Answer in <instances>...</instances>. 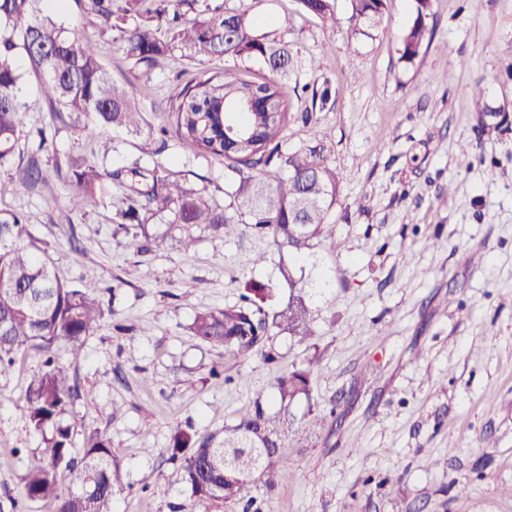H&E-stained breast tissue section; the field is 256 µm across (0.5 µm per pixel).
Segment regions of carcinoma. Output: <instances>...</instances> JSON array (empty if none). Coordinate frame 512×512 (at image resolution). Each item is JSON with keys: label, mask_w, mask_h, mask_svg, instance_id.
<instances>
[{"label": "carcinoma", "mask_w": 512, "mask_h": 512, "mask_svg": "<svg viewBox=\"0 0 512 512\" xmlns=\"http://www.w3.org/2000/svg\"><path fill=\"white\" fill-rule=\"evenodd\" d=\"M40 0H0V171L9 173L19 190L47 183L38 155L48 149L45 129L35 152L17 153L19 135L29 112L44 100L53 117L60 112L90 117L87 137L98 141L103 155L117 151L110 131L139 138L141 158L115 170L101 162L73 161L69 181L77 191L72 209L82 211L109 200L116 223L179 224L197 226L231 236L238 225L249 224L270 235L277 245L298 257L319 238L336 241L330 212L339 180L320 144L283 148L292 105L284 80L298 69L292 44L277 29L260 31V22L246 7H211L182 21L180 6L199 0H161L157 17H166L172 38L155 37L150 25L121 30L127 53L151 71L166 59L172 46L194 60L231 57L260 60L270 72L256 77L246 70H224L176 86L168 97L169 127L182 147L196 158L219 156L235 173L232 202L218 205L205 188L188 183L183 172L142 162L158 153L153 132L145 131L138 100L126 86L104 70L96 46L81 40L64 24L43 14ZM89 12L107 22L115 12L122 17L140 14L141 0H86ZM303 10L326 24L336 21L334 0H298ZM350 27L376 29L384 18V0H349ZM431 0H416L401 37V58L415 60L430 30L426 18ZM23 53L31 69L42 76L40 99L23 93L24 74L17 62ZM278 288L273 283L248 282L233 305L197 313L189 325L201 342L235 358L262 352L272 335L314 334L309 305L301 294L290 295L277 308H266ZM111 308L91 286L63 282L39 254L24 213L0 210V374L19 351L35 346L43 352L41 369L32 377L22 415L45 444L42 455L27 465L24 495L47 512H112V500L122 488L119 461L104 435L86 439L74 453L71 429L62 424L70 402L80 396L70 368L60 364L54 346L70 345L71 362L82 358L83 344ZM311 368L277 377L273 400L256 399L236 423L222 432L202 433L187 423L174 429L167 452L180 461L182 482L191 496L224 505L226 512H262L264 500L252 489L270 493L277 471L288 462L284 453V425L288 409L310 396ZM78 471V487L64 490L58 472Z\"/></svg>", "instance_id": "carcinoma-1"}]
</instances>
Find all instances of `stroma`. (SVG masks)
Listing matches in <instances>:
<instances>
[{"mask_svg":"<svg viewBox=\"0 0 512 512\" xmlns=\"http://www.w3.org/2000/svg\"><path fill=\"white\" fill-rule=\"evenodd\" d=\"M209 3L274 23L303 62L294 80L329 85L326 108L290 120L286 139L293 147L329 134L340 248L323 240L294 263L243 224L230 237L192 228L187 252L185 233L159 224L165 244L140 251L116 232L112 208L70 207L69 159L103 158L114 169L139 155L119 132L117 152L101 156L81 134L84 116L29 113L28 128H45L53 143L41 156L47 186L19 192L0 172V209L25 213L63 279L96 282L115 305L75 365L92 397L64 417L75 445L96 432L110 439L122 464L114 512H224L191 499L166 451L170 433L189 420L203 432L223 429L270 399L278 376L306 367L311 393L289 408L288 464L268 512H512V0H432V42L411 62L400 43L416 0H387L382 27L364 34L350 30L349 0H335L331 29L298 0ZM57 18L97 44L154 129L167 123L176 82L244 67L267 73L258 60L200 63L175 49L145 79L84 0H66ZM478 81L489 104L505 108L504 122L475 112ZM185 156L169 134L155 160L190 167L191 185L229 205L223 158L188 165ZM75 240L83 254L72 252ZM476 250L482 262L470 260ZM285 264L302 274L314 335L280 334L264 355L225 359L191 335L197 312L235 303L247 281L277 283L276 302L287 301ZM41 361L30 347L0 374V512H43L22 496L28 461L45 449L21 414Z\"/></svg>","mask_w":512,"mask_h":512,"instance_id":"stroma-1","label":"stroma"}]
</instances>
